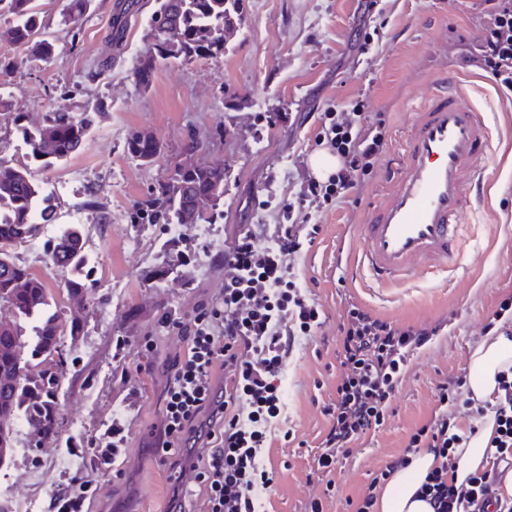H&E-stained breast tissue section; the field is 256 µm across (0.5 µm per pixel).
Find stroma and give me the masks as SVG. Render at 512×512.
Listing matches in <instances>:
<instances>
[{"label": "stroma", "mask_w": 512, "mask_h": 512, "mask_svg": "<svg viewBox=\"0 0 512 512\" xmlns=\"http://www.w3.org/2000/svg\"><path fill=\"white\" fill-rule=\"evenodd\" d=\"M113 3L90 0L73 40L65 26L68 0H35L54 51L40 59L8 48L14 65L0 75V157L16 167L29 161L24 129L42 124L53 108L104 106L77 153L57 168L32 171L52 191L58 214L38 240L81 226L90 287L83 331L63 339L59 432L42 452L14 453L0 467V499L14 512H50L54 491L78 475L105 484L90 512H167L178 482L157 461L152 434L162 414L166 359L185 342L159 318L167 310L192 312L218 294L225 240L244 224L281 222L318 149L321 114L360 98L367 122L386 120L384 152L346 202L318 214L321 231L295 268L324 323L297 348L282 379L287 421L266 450L278 479L264 504L265 512H309L319 496L325 512H353L352 501L378 469L430 418L439 381L468 372L486 317L512 290V102L498 97L483 71L458 64L462 39L481 25L480 0H244L243 21L223 58L162 64L145 88L133 70L149 50L155 0L129 20L119 41L110 36ZM359 40L367 41L368 54L352 51ZM452 75L491 134L481 197L462 219L458 264L379 285L358 265L361 227L393 186L414 113ZM141 133L162 145L153 164L125 152L126 141ZM190 139L201 145L199 161L223 167V199L200 224L173 230L131 223L135 205L183 161ZM89 197L96 210L83 208ZM100 212L107 223H97ZM350 300L402 325L445 328L411 355L389 418L354 445L328 486L308 474L328 427L323 408L336 388L339 315ZM148 336L156 352L138 357ZM117 414L133 417L134 426L115 464L119 477L106 480L90 448Z\"/></svg>", "instance_id": "obj_1"}]
</instances>
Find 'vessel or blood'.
<instances>
[{"label":"vessel or blood","instance_id":"b4317fda","mask_svg":"<svg viewBox=\"0 0 512 512\" xmlns=\"http://www.w3.org/2000/svg\"><path fill=\"white\" fill-rule=\"evenodd\" d=\"M460 88L436 94L415 114L400 172L363 226L362 266L382 284L456 265L460 218L471 207L491 151L489 128L459 102Z\"/></svg>","mask_w":512,"mask_h":512}]
</instances>
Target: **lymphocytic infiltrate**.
<instances>
[{"label": "lymphocytic infiltrate", "mask_w": 512, "mask_h": 512, "mask_svg": "<svg viewBox=\"0 0 512 512\" xmlns=\"http://www.w3.org/2000/svg\"><path fill=\"white\" fill-rule=\"evenodd\" d=\"M479 34L466 44L460 64L488 73L498 96L512 98V0H483ZM364 103L320 118L318 144L340 161L326 182L305 177L296 200L274 225L266 247H258L262 225H242L224 243V286L200 302L184 320L163 314L161 324L181 330L186 345L168 361L162 424L154 452L160 464L176 467L192 457L202 495L200 512H262L276 475L265 463L272 429L283 413L282 375L301 339L321 327L319 304L301 288L298 258L320 231L315 217L348 198L384 151V119L364 126ZM440 325L400 326L348 303L341 315L336 396L326 407L329 429L314 459V471L333 473L354 443L381 427L412 352L439 335ZM223 387H215L216 372ZM465 376L440 382L436 407L409 436L403 454L391 457L361 492L354 512H374L380 491L412 455L432 454L433 468L418 493L432 512H512L505 465L512 459V366L501 371L498 388L475 401ZM494 417V431L480 469L463 483L454 479V449L470 432L461 418Z\"/></svg>", "instance_id": "1"}]
</instances>
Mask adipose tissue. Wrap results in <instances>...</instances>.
I'll list each match as a JSON object with an SVG mask.
<instances>
[{
	"label": "adipose tissue",
	"mask_w": 512,
	"mask_h": 512,
	"mask_svg": "<svg viewBox=\"0 0 512 512\" xmlns=\"http://www.w3.org/2000/svg\"><path fill=\"white\" fill-rule=\"evenodd\" d=\"M512 364V338L486 336L473 350L468 388L474 399H489L497 386L499 371ZM492 418H484L478 433L466 447L455 449V479L464 481L483 464L487 441L493 431ZM434 465L431 454L411 456L409 464L388 480L375 505V512H431L429 505L416 497V491Z\"/></svg>",
	"instance_id": "ef3b65f1"
}]
</instances>
